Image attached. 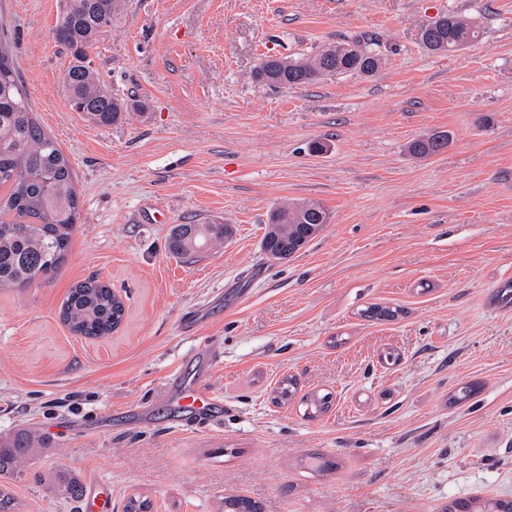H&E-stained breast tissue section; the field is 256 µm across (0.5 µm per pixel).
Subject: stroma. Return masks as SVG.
I'll return each instance as SVG.
<instances>
[{
  "label": "stroma",
  "instance_id": "obj_1",
  "mask_svg": "<svg viewBox=\"0 0 512 512\" xmlns=\"http://www.w3.org/2000/svg\"><path fill=\"white\" fill-rule=\"evenodd\" d=\"M64 0H0L39 124L72 162L81 211L58 272L0 292V438L44 437L0 476L21 512H85L37 474L97 479L122 512H444L512 501V0H129L93 57L131 107L115 125L71 110L53 38ZM456 11L480 37L427 51L420 32ZM376 43L382 66L282 89L268 55ZM449 136L427 158L414 139ZM323 151H313L314 143ZM315 200L332 221L287 262L260 241L272 210ZM233 236L186 264L178 224ZM97 277L126 303L119 332L86 339L59 310ZM378 303L394 321L362 315ZM219 403L181 426L175 375ZM299 395L273 404L283 377ZM473 396L454 402L464 386ZM327 394L310 419L300 397ZM317 452L338 462L305 464Z\"/></svg>",
  "mask_w": 512,
  "mask_h": 512
}]
</instances>
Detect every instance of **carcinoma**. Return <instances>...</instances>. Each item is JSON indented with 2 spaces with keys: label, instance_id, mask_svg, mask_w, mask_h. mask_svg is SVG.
Segmentation results:
<instances>
[{
  "label": "carcinoma",
  "instance_id": "obj_1",
  "mask_svg": "<svg viewBox=\"0 0 512 512\" xmlns=\"http://www.w3.org/2000/svg\"><path fill=\"white\" fill-rule=\"evenodd\" d=\"M127 0H66L54 37L71 53L64 75L68 102L73 111L99 126L118 123L128 102L101 84L91 52L100 37L124 16ZM479 37L477 27L450 11L441 24L421 33L423 46L432 52L444 44L470 45ZM381 56L374 44L359 41L326 46L307 59L286 63L266 60L256 78L274 87L312 84L325 76L377 72ZM448 146V135L432 134L413 140L409 152L416 157L439 153ZM79 200L69 158L60 145L39 125L30 111L26 92L8 49V35L0 31V291L19 290L36 280L50 278L64 261L79 218ZM331 223V213L318 201L287 203L272 211L261 240L267 256L284 262L294 257ZM232 234L230 225L207 221L178 224L167 250L194 259L224 245ZM125 316L122 298L97 278L74 284L60 308L63 324L75 336L101 338L118 331ZM364 316L390 321L398 310L372 305ZM296 378H283L273 400L285 404L297 393ZM305 415L315 418L330 405L329 395L312 394L304 399ZM39 439L17 432L0 441V475L23 472V464ZM55 497L76 501L84 487L76 475L58 469L37 475ZM224 512H258L251 499L224 498Z\"/></svg>",
  "mask_w": 512,
  "mask_h": 512
}]
</instances>
